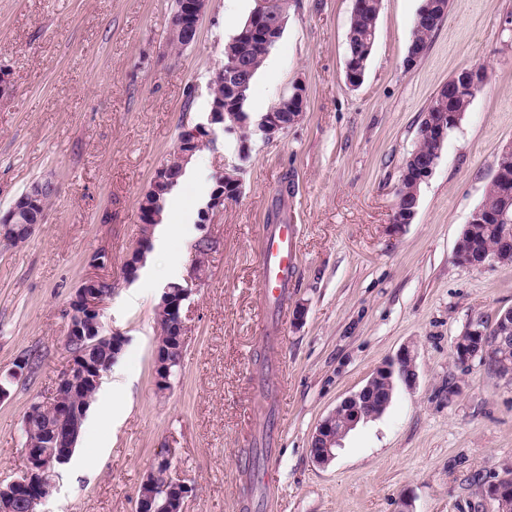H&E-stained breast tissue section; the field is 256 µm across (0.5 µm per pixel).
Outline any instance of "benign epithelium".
Wrapping results in <instances>:
<instances>
[{
    "instance_id": "1",
    "label": "benign epithelium",
    "mask_w": 512,
    "mask_h": 512,
    "mask_svg": "<svg viewBox=\"0 0 512 512\" xmlns=\"http://www.w3.org/2000/svg\"><path fill=\"white\" fill-rule=\"evenodd\" d=\"M255 2L256 5L244 33L259 32L269 44L277 40L276 33L282 22L277 19L271 22L265 21L267 0H255ZM208 3L209 0H185L183 10L174 19L173 26L188 37L197 33L199 23L206 14ZM487 77V69L474 67L457 74L456 85L480 86L486 82ZM305 100V86L300 82L295 83L291 92L292 111L288 113V118H283L278 112H267L255 123L253 132L260 134L267 142L274 140L288 127L301 120ZM223 113L222 102L218 101L213 104L208 122L182 127L181 135L174 148L181 161L186 163L190 160L196 145L215 138L214 125ZM460 119V114L450 112L446 122L431 125L430 134L440 144L448 137V132L458 125ZM499 156L502 168L496 170V175L499 176L502 184V198L510 203L512 202V178L505 174V169L512 161V142L501 148ZM240 170L241 167L234 166L224 169V172L216 176L217 188L211 199L210 209H217L239 197L241 180L238 172ZM49 189H56L55 184L50 180L31 184L21 198V207L13 208L15 213L25 210L29 223L24 225V228L28 236L34 232L38 224L43 222V213L39 212V207ZM499 220L500 215L479 206L471 213L467 224H494ZM484 264L512 265L511 230L504 231L500 249L484 261ZM91 266L94 272L84 279L82 288L77 290L71 302L73 315L65 338V346L71 354L69 364L56 382L51 397L35 403L38 410L46 406L52 408V414L43 419L42 441L36 444L28 443L23 448L20 474L5 484L0 482V512H17L19 506L25 508V512H38V506L46 499L40 485L54 482L56 467L69 462L76 445L77 425L74 424L72 410L66 398L75 395L91 383H101L104 370L100 365L91 362L87 355L88 349L96 345V342L87 334L85 326H102L101 317L107 295L98 291V285L106 281L107 277L98 273V270L105 266L104 260L94 259ZM203 276L204 270L198 265L190 272V277L187 279L188 287L164 289L165 303L173 317V335L162 344L163 350L157 354L156 377L162 388L169 386L172 366L181 362L188 333V325L182 315V309L190 298L193 287L199 284ZM467 330L477 340V344L460 350L461 361L464 363L476 356H487L485 336L490 333V329L486 328L479 318L470 321ZM495 335L498 336L500 343H506L512 337V307L499 314ZM398 377L402 378L408 386L416 383L414 354L408 347L402 348L395 357L380 365L363 387L346 397L336 410L320 422L311 439V447H320L319 451L312 453L317 464L322 466L330 464L335 458L339 440L360 421L376 416V413L368 408L374 398L383 399L379 412L385 411L392 399L395 379ZM493 488L494 491L489 497L493 512H512V488L504 489L498 482L493 484ZM190 491L191 487L183 480L172 476L165 497L159 501L156 498L151 476L148 475L138 491L136 512H185V501Z\"/></svg>"
}]
</instances>
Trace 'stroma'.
<instances>
[{
  "label": "stroma",
  "mask_w": 512,
  "mask_h": 512,
  "mask_svg": "<svg viewBox=\"0 0 512 512\" xmlns=\"http://www.w3.org/2000/svg\"><path fill=\"white\" fill-rule=\"evenodd\" d=\"M422 0H381L364 80L349 86L353 0H288L281 38L258 70L246 110L259 117L306 89L302 120L273 141L218 135L196 154L174 207V234L134 280L123 262L139 236L138 200L186 124L206 120L224 46L255 0H209L196 42H166L172 0H0V213L32 181L58 186L44 224L0 241V379L25 355L34 374L0 402V480L18 474L21 421L66 368L70 303L111 259L105 330L127 343L90 405L71 462L42 512H135L138 489L167 453L190 485L186 512H475L483 486L512 478V381L454 344L471 319L512 307V266L473 268L456 249L501 147L512 141V0H449L423 57L403 60ZM489 79L449 134L416 215L391 226L395 190L417 128L458 71ZM242 164V193L210 223L198 214L215 174ZM296 227V269L282 310L265 305L259 240ZM217 246L197 256L195 241ZM203 264L190 326L166 392L154 383L164 286ZM304 318H297V309ZM414 387L396 381L377 417L360 421L326 466L310 454L318 424L402 348ZM268 452L277 483L247 475ZM93 459L86 470L81 462Z\"/></svg>",
  "instance_id": "35a3bbf8"
}]
</instances>
